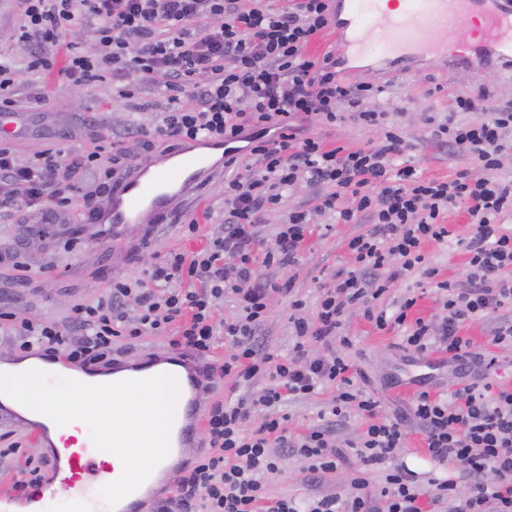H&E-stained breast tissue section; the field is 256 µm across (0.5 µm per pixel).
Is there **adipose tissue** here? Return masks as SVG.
<instances>
[{"label":"adipose tissue","instance_id":"adipose-tissue-1","mask_svg":"<svg viewBox=\"0 0 512 512\" xmlns=\"http://www.w3.org/2000/svg\"><path fill=\"white\" fill-rule=\"evenodd\" d=\"M24 367L19 377L13 376L12 366L0 367V389L9 387L24 397V417L49 421L56 448H63L65 438L71 436L88 440L90 432L98 429L112 445L116 478H133L155 464L162 451L165 419L177 409V389L171 381L160 379L148 389L119 395L91 387L79 403L61 408L47 394L39 362L30 359Z\"/></svg>","mask_w":512,"mask_h":512}]
</instances>
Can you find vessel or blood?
I'll list each match as a JSON object with an SVG mask.
<instances>
[{
	"instance_id": "b4317fda",
	"label": "vessel or blood",
	"mask_w": 512,
	"mask_h": 512,
	"mask_svg": "<svg viewBox=\"0 0 512 512\" xmlns=\"http://www.w3.org/2000/svg\"><path fill=\"white\" fill-rule=\"evenodd\" d=\"M474 20L479 30L461 32L456 46L444 40H429L430 28H447L457 17ZM382 35L380 65L411 69L414 62L428 56H442L450 66H474L493 62L512 70V0H405L399 15L382 13L378 0H338L334 33L345 47V61L365 54V34ZM220 143L206 138L184 140L168 148L162 158L121 174L112 184L106 208L87 213L86 223L100 227L112 245H121L135 225L164 224L199 186L224 169L213 157ZM178 374L182 384V419L171 427L170 456L188 458L198 446L204 430V413L199 405L203 388L218 379L219 368L211 362L188 358L178 351L147 354L136 365L114 364L119 374L114 391L146 389L160 368ZM98 448L80 445L67 456H47V470L63 475L69 490L63 512H134L143 496L159 481L161 469H152L112 486L110 498L99 499L98 486L112 485V466L100 460Z\"/></svg>"
}]
</instances>
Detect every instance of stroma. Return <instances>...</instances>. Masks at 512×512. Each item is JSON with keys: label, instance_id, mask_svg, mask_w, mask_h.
I'll return each mask as SVG.
<instances>
[{"label": "stroma", "instance_id": "stroma-1", "mask_svg": "<svg viewBox=\"0 0 512 512\" xmlns=\"http://www.w3.org/2000/svg\"><path fill=\"white\" fill-rule=\"evenodd\" d=\"M338 76L351 83L377 88V95L366 99L364 108L391 112L393 121L406 137L407 146L400 160L413 166L423 177L450 178L463 170L476 178L483 175L482 169L467 155L435 140L431 125L424 120L426 114L446 113L455 98H476L483 93L499 105L512 106V71L492 64L473 73L451 69L440 59L432 58L408 72L395 68L382 72L363 62L351 70L340 68ZM16 93L27 127L26 133L10 137L19 156H31L49 148L69 160L75 155L92 152L99 143L105 142L111 144L112 155L120 166L131 168L163 147L162 141L154 139L149 130L165 111L167 101L151 84H140L134 99L116 103L112 100L111 84L78 86L55 72L43 84L23 76ZM312 131L336 147H362L382 137L381 129L350 119L334 126L316 125ZM321 191L320 185L305 179L289 190L280 210L270 213L258 228L262 250L274 248L276 226L283 222L288 211L313 208ZM188 216L199 220L198 230L191 240L183 229ZM185 217L160 225L149 235L141 228H131L127 232L126 246L115 249L104 243L94 225L30 224L22 211L2 215L0 252L23 246L29 268L22 273L11 261H0V300L7 302L11 311L32 321L70 326L76 306L97 303L109 293L113 281L144 277L156 258L170 252L194 250L201 240L218 232L224 222L223 179L211 181L202 191L199 204L187 207ZM448 221L453 225L454 239L431 243L425 248L427 264L435 269V277L426 278L417 270L406 273L385 297L386 308H394L410 293L417 295V307L422 316L435 322L443 316L437 284L442 280L464 281L467 255L457 241L470 232L463 210L450 212ZM315 222L316 227L296 265L258 269L262 278L293 280L292 296H272L269 315L259 334L264 345L283 355L293 343L288 322L291 298L303 299L304 316H312L318 287L325 276L352 263L345 249L346 241L370 227L365 220L358 224H340L329 214L316 216ZM69 240L76 241L75 249H66L65 243ZM346 331L354 338L349 357L365 376L361 384L363 391L378 400L380 416L398 413L404 416L408 442L399 454L400 460L418 473L448 476L449 467L425 460L417 434L419 425L408 415L407 409L411 397L420 389L427 388L441 396L457 389L459 380L453 367L445 364L435 367L431 375L423 379L407 380L406 371L418 356L403 348L401 330L378 331L353 308L347 314ZM333 395V389L326 388L306 398L284 399L280 411L288 417L289 434L297 436L308 428L324 424ZM7 430L12 431L21 448L18 455L0 459V494L13 491L15 483L21 480L26 458L52 452L49 443H38L21 422L10 425L0 422V433ZM357 468V462L352 460L336 472L318 477L308 474L302 462L288 456L283 459L280 472L268 477L269 493L298 500L340 495L348 488Z\"/></svg>", "mask_w": 512, "mask_h": 512}]
</instances>
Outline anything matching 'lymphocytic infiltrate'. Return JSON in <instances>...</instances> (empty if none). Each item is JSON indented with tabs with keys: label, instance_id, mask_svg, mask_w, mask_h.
I'll list each match as a JSON object with an SVG mask.
<instances>
[{
	"label": "lymphocytic infiltrate",
	"instance_id": "f902f5d3",
	"mask_svg": "<svg viewBox=\"0 0 512 512\" xmlns=\"http://www.w3.org/2000/svg\"><path fill=\"white\" fill-rule=\"evenodd\" d=\"M24 17L18 42L27 46L24 67L0 52V112L12 111L22 74L43 79L60 72L78 84L106 79L117 82L115 96L134 98L138 82L168 96L169 107L154 129L173 142L208 137L247 143L259 166L224 183V224L191 253H174L154 264L148 280L116 281L108 297L78 306L71 328L36 324L0 310L27 352L62 354L74 364L108 365L117 338L161 336L175 332L176 346L204 357L218 338L229 348L223 372L236 381L268 378L250 398L218 402L205 412L208 453L199 456L177 495L157 502L154 512H193L201 499L204 512H422L417 472L399 462L407 433L400 420L378 418V403L357 383L346 351L348 309L359 308L377 329L406 327V348L425 356L446 354L450 363L479 370L482 381H463L446 399L429 391L414 395L409 411L423 429L425 451L439 464L460 462L469 483L429 478L437 501L449 512H512V385L499 381L496 356L473 355L462 336L464 323L486 319L512 302V232L500 219L512 215V179L497 177L512 133V109L459 99L436 121L440 143L473 156L485 172L470 179L458 173L448 180L417 176L412 166L395 165L406 141L388 128L382 142L354 150L326 148L308 135L312 121L335 123L337 107H354V119L383 124L386 112L361 109L368 86L336 76L332 53L309 54V47L331 26L335 0H21ZM220 25L200 30L206 18ZM96 21L94 53L82 52L66 38L83 21ZM192 91L196 106L182 105ZM458 112L474 113L471 122H455ZM59 154L44 151L17 158L0 141V213L23 209L46 224L60 220L74 197L91 200L100 178L114 179L116 169L98 152L79 155L73 168L87 178L74 184L61 178ZM325 185L314 210L289 211L276 235L274 250L257 254L255 228L277 208L284 192L300 179ZM465 207L471 234L463 245L469 255L466 287L439 282L444 316L439 322L411 319L414 299L387 312L381 301L404 272L424 267V248L447 240L448 212ZM333 213L337 223L369 219L371 227L349 238L353 267L337 271L320 287L313 318L301 315L293 300L289 318L294 343L281 355L259 346L256 332L265 322L272 295L288 294L292 280L258 277L257 265L296 263L316 215ZM234 296L237 312L219 317L221 301ZM327 352L311 355L310 343ZM336 394L328 408L330 423L292 437L275 409L284 397H307L320 387ZM267 415L260 427L244 433L254 409ZM358 413L365 428L337 445L334 423ZM302 460L308 472L331 473L348 459L360 469L345 496L297 501H268L265 478L281 469L283 458ZM379 472L371 482V472ZM461 477V478H462Z\"/></svg>",
	"mask_w": 512,
	"mask_h": 512
}]
</instances>
